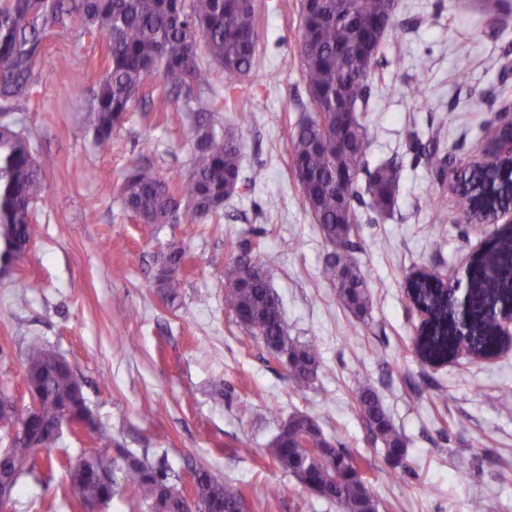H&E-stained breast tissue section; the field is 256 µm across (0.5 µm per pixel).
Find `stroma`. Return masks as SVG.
Listing matches in <instances>:
<instances>
[{
	"label": "stroma",
	"instance_id": "stroma-1",
	"mask_svg": "<svg viewBox=\"0 0 512 512\" xmlns=\"http://www.w3.org/2000/svg\"><path fill=\"white\" fill-rule=\"evenodd\" d=\"M258 56L237 90L241 111L212 113L243 143L250 185L204 224H140L102 183L120 184L134 160L188 179L190 125L135 101L111 150L84 128V94L57 65L71 57L92 73L102 44L76 49L75 27L35 40L28 92L6 107L32 133L48 203L25 261L0 273V390L21 396L24 352L38 342L62 354L85 382L96 421L120 447L165 457L175 470L205 463L242 485L247 512H338L277 468L269 441L289 415L314 417L324 434L363 461L380 512H512V349L490 359L460 355L429 366L414 355L420 318L406 297L416 271L463 278L493 232L466 223L455 175L479 161L512 106V14L452 0H398L396 34L379 50L382 81L367 113L370 164L399 166L396 204L381 216L360 203L351 255L371 305L356 318L321 269L332 247L305 208L290 168L289 134L308 118L298 56L299 0H257ZM470 59L467 73L459 57ZM427 87V102L409 89ZM433 142L444 167L421 146ZM176 240L188 262L176 307L154 278L162 245ZM271 255L270 285L288 334L315 341L321 365L298 391L263 342L244 338L224 309V271L241 244ZM369 378L408 448L409 469L389 465L384 444L359 417L353 392ZM58 467L24 475L13 512H76Z\"/></svg>",
	"mask_w": 512,
	"mask_h": 512
}]
</instances>
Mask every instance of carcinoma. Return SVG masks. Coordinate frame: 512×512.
Returning <instances> with one entry per match:
<instances>
[{
	"label": "carcinoma",
	"instance_id": "carcinoma-1",
	"mask_svg": "<svg viewBox=\"0 0 512 512\" xmlns=\"http://www.w3.org/2000/svg\"><path fill=\"white\" fill-rule=\"evenodd\" d=\"M396 0H300L301 29L298 52L310 105L308 118L290 134L291 162L304 203L323 236L334 245L323 277L336 288L343 304L357 317L369 311L370 295L364 273L350 258L351 235L359 217L353 202L360 192L370 195L374 209L393 210L398 166L392 161L369 167V134L359 113L367 111L381 44L393 36ZM79 23L78 38L102 43L105 70L94 76L73 70L72 86L88 94L85 127L95 146L108 151L123 126L131 104L140 96L158 99L172 112H201L217 103H235V86L250 77L257 62L258 9L255 0H71L69 9L58 0H0V89L24 88L33 65L30 35L48 38L65 26L64 14ZM224 71V92H212L205 103L195 94L203 76L198 50ZM17 120L0 113V264L25 258L36 235L33 213L46 203L44 177L34 155L29 132L16 128ZM193 168L182 182L155 166L138 161L117 186L124 210L145 224H203L219 217L224 202L242 187V144L231 131H216L213 123L197 121L191 129ZM456 192L462 210L492 211L512 202V169L501 162L481 171L470 167L458 174ZM186 258L177 241L158 255L155 288L170 304L183 282L179 270ZM466 325L455 316L443 292L433 289L430 276L411 281L416 300L433 318V329L419 340L424 359L445 361L453 355L459 334L466 331L478 352L496 347L498 314L512 303V238L497 237L486 256L473 260ZM271 257L244 246L224 273V308L243 335L260 339L285 365L288 381L302 391L311 386L320 365L318 345L288 336L282 304L268 279ZM23 381L38 404L16 437L0 450V472L19 476L34 473L40 461L35 448L51 452L61 421L90 410L81 378L60 354L31 346L25 354ZM13 397L0 391V430L11 432L14 421L8 406ZM354 400L361 418L385 444V457L406 467L408 451L402 435L386 415L369 380L360 381ZM93 441L100 456L72 461L69 456H47L66 468L73 506L90 508L109 502L117 488L112 479V433L93 422ZM124 479L133 497L148 512H243L242 489L226 482L202 462L190 467L193 505L182 496V477L163 463L117 449ZM268 452L275 465L313 493L327 492L341 512H378L365 477L341 476L340 462L359 463L326 438L311 416L288 417V431H278Z\"/></svg>",
	"mask_w": 512,
	"mask_h": 512
}]
</instances>
